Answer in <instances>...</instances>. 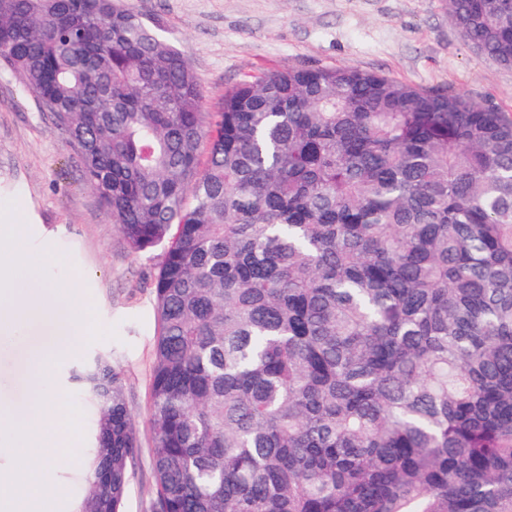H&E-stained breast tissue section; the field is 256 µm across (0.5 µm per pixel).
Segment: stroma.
<instances>
[{
	"label": "stroma",
	"mask_w": 512,
	"mask_h": 512,
	"mask_svg": "<svg viewBox=\"0 0 512 512\" xmlns=\"http://www.w3.org/2000/svg\"><path fill=\"white\" fill-rule=\"evenodd\" d=\"M190 61L215 111L228 88L260 72L292 66L375 71L426 89L462 94L512 113V69L481 55L449 22L443 0H133ZM19 197L32 218L22 242L51 251L63 265L46 273L78 280L85 305L113 339L81 343L57 364L50 386L60 404L82 412V448L93 446L95 411L80 399L70 369L88 351L107 353L122 370L139 451L123 512H148L151 480L148 383L156 322L151 283L159 252L130 251L85 185L75 150L18 74L0 61V198ZM40 330L0 336V396L16 411L29 404L25 367ZM84 459L62 457L44 501L48 512H74Z\"/></svg>",
	"instance_id": "35a3bbf8"
}]
</instances>
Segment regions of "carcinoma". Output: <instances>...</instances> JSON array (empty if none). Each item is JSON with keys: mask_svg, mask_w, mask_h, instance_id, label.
Here are the masks:
<instances>
[{"mask_svg": "<svg viewBox=\"0 0 512 512\" xmlns=\"http://www.w3.org/2000/svg\"><path fill=\"white\" fill-rule=\"evenodd\" d=\"M512 67V0H444ZM0 59L135 252L161 246L151 512H512V114L349 67H289L203 111L122 0H0ZM77 512H122L121 371Z\"/></svg>", "mask_w": 512, "mask_h": 512, "instance_id": "obj_1", "label": "carcinoma"}]
</instances>
